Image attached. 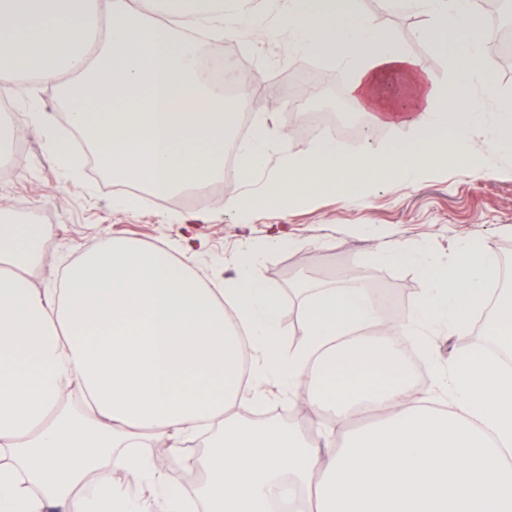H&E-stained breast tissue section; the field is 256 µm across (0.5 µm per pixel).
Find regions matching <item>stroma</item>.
<instances>
[{
	"mask_svg": "<svg viewBox=\"0 0 512 512\" xmlns=\"http://www.w3.org/2000/svg\"><path fill=\"white\" fill-rule=\"evenodd\" d=\"M362 8L383 30L401 41L408 51L434 75L447 77L446 55L422 39L427 23L421 11L396 13L384 0H362ZM207 53L228 50L238 54L256 83L249 95H231L236 108L261 113L271 135L288 131L286 111H263L271 90L287 83L295 72L316 71L330 75L339 87H347V71L331 59L296 52L286 36L258 41L242 32L235 43L212 37L203 42ZM14 100L11 138L0 143L10 153L15 142H23L22 165L11 168L10 178L0 180V208L31 221L50 213V236L44 246V262L34 278L36 287L59 281L67 264L83 249L108 239H130L146 246H161L181 256L187 237H194L200 250L193 269L209 287L220 288L239 275L241 253H258L259 278L267 287L279 289L284 322L300 314L306 300L305 288L331 280L337 268H352L365 278L386 284L402 310H409L428 283L412 264L377 258L382 248H426L435 251L443 264L453 265L461 244L481 242L494 254L512 251V155L500 154L487 136H475L471 147L492 169V176L477 180L467 171L447 166L438 169L416 190L398 181L369 194L347 199L322 195L297 204L288 211L262 209L247 221L227 211L228 199L237 195L240 182L220 183L211 193L192 202L173 195L164 202L142 201L132 211L114 204L117 187L104 178L77 172L63 173L47 152L40 129L27 124L25 105L35 101L50 118L58 135H66V111L54 86L28 79L12 87ZM415 137L407 125L379 126L369 139L343 140L346 153L363 149L377 152L410 143ZM287 231L291 242H271L277 230ZM456 337L430 329L418 341H409L408 351L416 357L418 381L415 393L426 400L445 404L450 396V378L459 351ZM264 410L288 409L287 422L315 440H323L328 414L309 418L298 415L299 395L262 383Z\"/></svg>",
	"mask_w": 512,
	"mask_h": 512,
	"instance_id": "35a3bbf8",
	"label": "stroma"
}]
</instances>
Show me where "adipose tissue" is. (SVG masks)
<instances>
[{
  "label": "adipose tissue",
  "instance_id": "1",
  "mask_svg": "<svg viewBox=\"0 0 512 512\" xmlns=\"http://www.w3.org/2000/svg\"><path fill=\"white\" fill-rule=\"evenodd\" d=\"M418 6L423 37L448 55L440 80L363 13L361 0H283L278 29L262 0H0V85L24 67L63 95L69 124L102 169L160 199L224 178L235 113L199 69L186 24L234 37L250 29L345 66L369 125L408 124L414 142L346 154L320 140L280 149L262 189L231 197L247 215L325 194L359 197L397 180L417 188L451 164L480 179L469 149L484 126L477 87L493 89L474 0H386ZM429 280L401 325L388 324L354 271L308 291L302 339L288 342L280 292L253 267L205 286L190 257L112 240L88 247L59 286L35 288L43 253L29 225L0 210V512H189L164 464L133 451L165 440L182 470L199 471L203 512H281L307 489L308 512H512V374L458 358L448 408L413 397L410 366L392 343L445 324L465 336L488 303L494 258L463 246L453 266L410 253ZM369 336L337 346L351 324ZM282 387L338 430L372 426L320 449L288 424L238 409L259 394L244 370ZM214 435L205 451L191 443ZM124 480H113L114 471Z\"/></svg>",
  "mask_w": 512,
  "mask_h": 512
}]
</instances>
